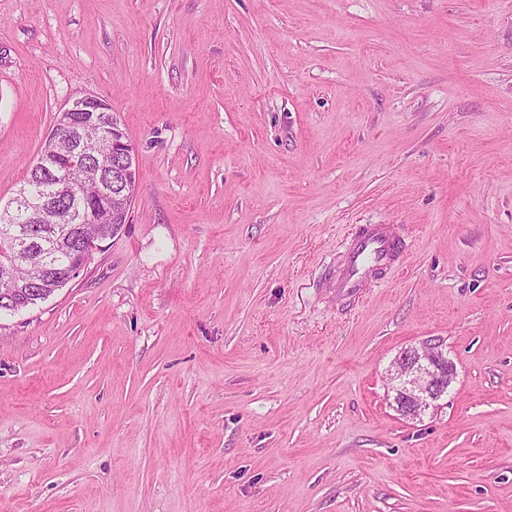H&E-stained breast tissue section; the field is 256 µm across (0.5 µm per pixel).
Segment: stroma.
I'll return each instance as SVG.
<instances>
[{
  "label": "stroma",
  "instance_id": "obj_1",
  "mask_svg": "<svg viewBox=\"0 0 512 512\" xmlns=\"http://www.w3.org/2000/svg\"><path fill=\"white\" fill-rule=\"evenodd\" d=\"M83 92L141 193L0 315V512H512V0H0V206ZM369 224L402 268L341 300ZM390 373L396 410L405 418L420 419L427 410L437 411L439 403L455 383L458 371L440 338H428L402 350Z\"/></svg>",
  "mask_w": 512,
  "mask_h": 512
}]
</instances>
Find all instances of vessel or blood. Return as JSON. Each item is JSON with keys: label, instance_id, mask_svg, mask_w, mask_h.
I'll return each mask as SVG.
<instances>
[{"label": "vessel or blood", "instance_id": "vessel-or-blood-1", "mask_svg": "<svg viewBox=\"0 0 512 512\" xmlns=\"http://www.w3.org/2000/svg\"><path fill=\"white\" fill-rule=\"evenodd\" d=\"M397 241L393 225L366 227L348 245L331 277L337 294L344 298L360 295L373 280L391 269L398 259Z\"/></svg>", "mask_w": 512, "mask_h": 512}]
</instances>
